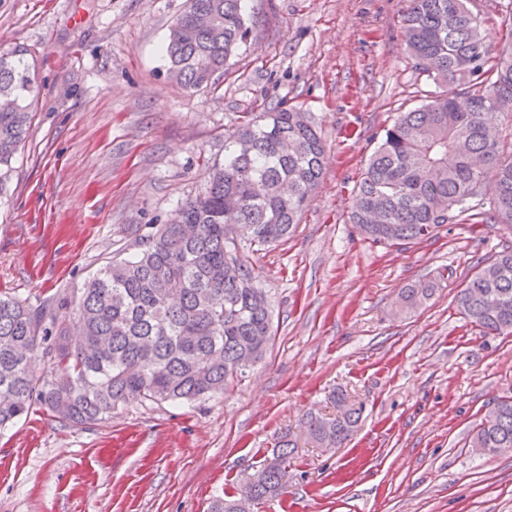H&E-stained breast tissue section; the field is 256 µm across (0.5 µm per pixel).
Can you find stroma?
I'll return each instance as SVG.
<instances>
[{"label": "stroma", "mask_w": 512, "mask_h": 512, "mask_svg": "<svg viewBox=\"0 0 512 512\" xmlns=\"http://www.w3.org/2000/svg\"><path fill=\"white\" fill-rule=\"evenodd\" d=\"M185 0H0V51L32 66V123L0 201V296L67 295L167 223L224 161V133L288 103L325 144V177L295 231L246 252L274 308L263 360L193 404L137 400L73 427L44 409L0 430V512H209L329 393L363 403L339 448L301 444L281 494L253 512H512V454L471 446L512 397V335L456 295L512 246L492 222L385 248L348 220L398 112L433 96L402 35L407 0H242L246 45L214 84L181 86L164 55ZM432 298L400 309L406 285Z\"/></svg>", "instance_id": "35a3bbf8"}]
</instances>
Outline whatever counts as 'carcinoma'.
Masks as SVG:
<instances>
[{
    "instance_id": "obj_1",
    "label": "carcinoma",
    "mask_w": 512,
    "mask_h": 512,
    "mask_svg": "<svg viewBox=\"0 0 512 512\" xmlns=\"http://www.w3.org/2000/svg\"><path fill=\"white\" fill-rule=\"evenodd\" d=\"M242 0H186L171 27L169 69L185 88L210 85L249 35ZM471 0H410L402 17L416 68L443 86L432 100L401 112L384 130L352 198L349 222L374 244L418 240L462 214L512 230V128L489 136L486 118H512V48L485 42L486 19ZM34 84L21 50L0 55V191L31 120ZM324 173V144L303 112L282 105L249 116L224 135V164L205 192L168 224L135 230L136 252L115 257L79 291L34 306L0 297V427L37 404L72 426L106 419L132 399L194 402L224 393L228 381L260 360L273 310L258 274L243 260L288 236ZM432 283L401 292L412 310ZM457 307L484 332L512 333V249L480 266ZM40 354L49 376L30 368ZM336 415H311L307 440L337 448L352 435L362 408L332 395ZM472 447L497 455L512 448V398L479 425ZM293 440L265 460L238 492L211 512H237L276 496Z\"/></svg>"
}]
</instances>
